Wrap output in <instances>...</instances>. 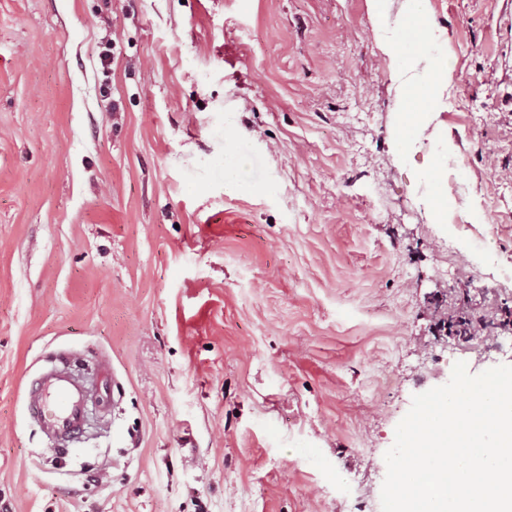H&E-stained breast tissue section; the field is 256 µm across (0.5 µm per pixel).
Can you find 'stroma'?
<instances>
[{
	"label": "stroma",
	"mask_w": 512,
	"mask_h": 512,
	"mask_svg": "<svg viewBox=\"0 0 512 512\" xmlns=\"http://www.w3.org/2000/svg\"><path fill=\"white\" fill-rule=\"evenodd\" d=\"M399 4L0 0V512L380 508L435 298L512 336V0H426L452 77L405 151ZM61 351L115 406L53 451ZM447 179V174L444 176V181L437 177L435 179V188L431 195L430 207L437 224L445 223V217L448 212V188L444 183L446 182L447 184Z\"/></svg>",
	"instance_id": "35a3bbf8"
}]
</instances>
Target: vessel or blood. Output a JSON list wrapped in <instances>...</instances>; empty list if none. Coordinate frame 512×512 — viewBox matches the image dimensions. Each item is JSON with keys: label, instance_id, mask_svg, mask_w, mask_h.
Instances as JSON below:
<instances>
[{"label": "vessel or blood", "instance_id": "obj_1", "mask_svg": "<svg viewBox=\"0 0 512 512\" xmlns=\"http://www.w3.org/2000/svg\"><path fill=\"white\" fill-rule=\"evenodd\" d=\"M72 364L69 356H56L54 366L43 372L26 393L30 416L52 442L77 438L86 425L89 405H97L104 413L111 408L109 361H101L96 376L89 380L74 377Z\"/></svg>", "mask_w": 512, "mask_h": 512}]
</instances>
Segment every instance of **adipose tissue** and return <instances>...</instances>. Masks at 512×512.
<instances>
[{
	"label": "adipose tissue",
	"instance_id": "1",
	"mask_svg": "<svg viewBox=\"0 0 512 512\" xmlns=\"http://www.w3.org/2000/svg\"><path fill=\"white\" fill-rule=\"evenodd\" d=\"M434 33L435 25L425 10L424 0H401L399 21L384 49L400 70L416 73L415 78L401 86L402 122L398 139L404 149L422 138L440 90L448 82L447 64L424 57Z\"/></svg>",
	"mask_w": 512,
	"mask_h": 512
}]
</instances>
